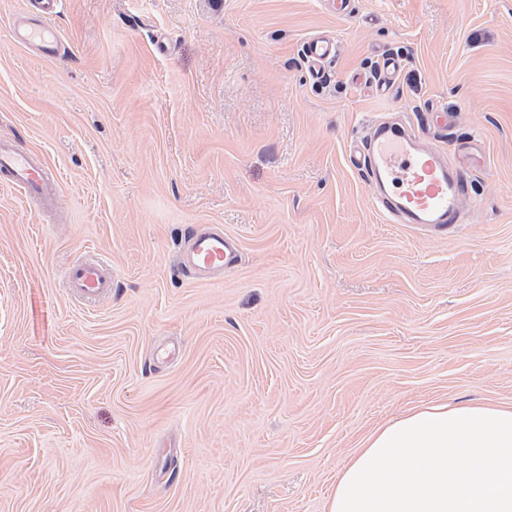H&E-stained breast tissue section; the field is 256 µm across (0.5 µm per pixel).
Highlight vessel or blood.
Returning a JSON list of instances; mask_svg holds the SVG:
<instances>
[{"label": "vessel or blood", "mask_w": 512, "mask_h": 512, "mask_svg": "<svg viewBox=\"0 0 512 512\" xmlns=\"http://www.w3.org/2000/svg\"><path fill=\"white\" fill-rule=\"evenodd\" d=\"M15 38L22 44L37 45L47 56L55 54L60 45L58 33L41 22L19 30ZM336 51V43L326 36L311 37L303 45L306 59L318 69ZM399 68V58L388 55L375 76L364 75L360 81L380 89ZM358 152L365 175L375 184L382 209L392 221L436 228L457 223L467 186L442 152L428 147L420 137L383 125L376 127ZM0 170L25 197L55 201L58 179L30 151L0 142ZM237 260L234 241L225 236L223 229L200 227L190 237L182 267L191 277L203 279L235 265ZM67 281L72 293L81 299H97L112 291V267L97 259H85L70 267Z\"/></svg>", "instance_id": "1"}]
</instances>
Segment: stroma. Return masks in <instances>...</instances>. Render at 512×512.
<instances>
[{
    "instance_id": "stroma-1",
    "label": "stroma",
    "mask_w": 512,
    "mask_h": 512,
    "mask_svg": "<svg viewBox=\"0 0 512 512\" xmlns=\"http://www.w3.org/2000/svg\"><path fill=\"white\" fill-rule=\"evenodd\" d=\"M351 3L65 0L46 58L12 36L34 0H0V140L62 190L0 173V512H328L387 420L512 405V0ZM435 107L467 181L448 233L387 222L350 160ZM196 224L237 241L223 278L181 268ZM91 256L88 304L65 273ZM337 45L330 37L314 36L303 45V53L306 59L318 69L317 75L324 77L322 66L336 55ZM400 65V60L397 56L386 55L383 58L382 65L377 67L376 75L373 77L361 75L359 77L360 82L371 87L375 85L376 90L380 92L383 86L389 82L390 77L400 69ZM0 170L9 175L12 185L25 197L53 202L57 197L58 179L52 170L30 151L0 141ZM68 286L82 300L98 299L112 292V266L97 260L74 263L67 273Z\"/></svg>"
}]
</instances>
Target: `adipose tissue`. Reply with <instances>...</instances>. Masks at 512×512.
Segmentation results:
<instances>
[{
  "label": "adipose tissue",
  "instance_id": "obj_1",
  "mask_svg": "<svg viewBox=\"0 0 512 512\" xmlns=\"http://www.w3.org/2000/svg\"><path fill=\"white\" fill-rule=\"evenodd\" d=\"M328 512H512V406L432 404L379 426Z\"/></svg>",
  "mask_w": 512,
  "mask_h": 512
}]
</instances>
